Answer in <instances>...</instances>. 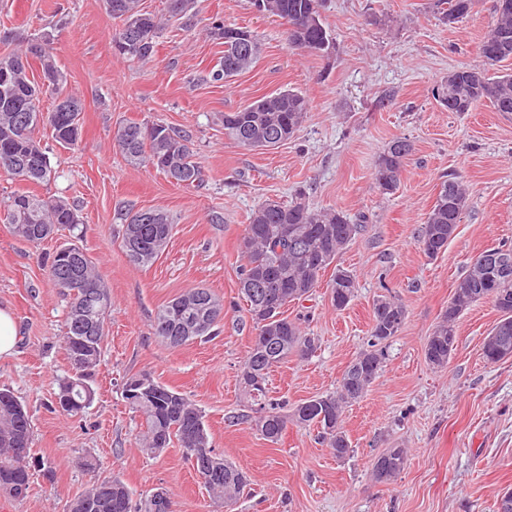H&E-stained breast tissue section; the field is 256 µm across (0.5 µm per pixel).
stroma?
I'll return each mask as SVG.
<instances>
[{
    "mask_svg": "<svg viewBox=\"0 0 512 512\" xmlns=\"http://www.w3.org/2000/svg\"><path fill=\"white\" fill-rule=\"evenodd\" d=\"M434 2L323 0L332 45L315 56L290 50L280 22L249 0H201L198 31L168 22L153 61L142 64L115 55L117 22L103 0H0V53L21 39L49 41L68 91L84 104L77 149L57 144L49 130L38 133L56 177L32 187L0 175V204L30 189L76 206L82 222L72 241L112 296L90 381L94 399L81 415L64 416L52 401L70 373L61 342L67 301L40 263L55 243L32 245L0 220V306L19 328L15 352L0 359V388L25 403L32 426L30 488L20 500L0 497V512H67L90 479L82 466L88 457L134 496L166 490L177 512H496L502 493L512 491V359L486 362L482 343L500 313L487 300L461 315L447 367L429 365L424 346L471 258L512 247V119L487 104L451 112L433 98L450 71L482 67L480 43L495 19V0H477L452 25ZM216 15L253 31L262 45L256 63L227 82L211 78L224 48L201 30ZM288 88L309 101L293 139L252 151L225 138L220 114ZM128 121L187 133L201 184L187 190L127 162L113 132ZM398 137L413 152L398 189L386 194L375 185L374 165ZM449 175L467 186L468 207L447 249L429 260L416 239ZM299 191L316 207L363 218V231L337 259L358 288L346 309L335 310L324 276L311 297L286 308L318 350L274 367L268 399L289 410L336 390L368 346L374 299L394 297L406 310L379 377L345 410L352 451L343 459L313 426H289L275 444L263 439L253 426L257 406L239 384L254 335L239 292V241L258 203L287 202ZM131 208L161 209L175 221L148 267L131 263L123 246ZM196 287L223 300L219 333L169 346L153 333L156 313ZM143 372L195 401L214 452L251 476L236 504L214 502L183 448L142 450L144 420L122 388ZM395 447L408 451L404 470L374 482V457Z\"/></svg>",
    "mask_w": 512,
    "mask_h": 512,
    "instance_id": "1",
    "label": "stroma"
}]
</instances>
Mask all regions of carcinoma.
Segmentation results:
<instances>
[{
	"instance_id": "carcinoma-1",
	"label": "carcinoma",
	"mask_w": 512,
	"mask_h": 512,
	"mask_svg": "<svg viewBox=\"0 0 512 512\" xmlns=\"http://www.w3.org/2000/svg\"><path fill=\"white\" fill-rule=\"evenodd\" d=\"M475 0H437L442 19L454 24L466 18ZM256 10L279 19L285 35L303 25L307 44L294 50L320 54L322 44L331 42L321 13L320 0H252ZM104 6L120 25L112 31L117 55L147 62L156 52L164 30L162 20L141 7V0H104ZM199 13V0H167V17L181 21L190 30ZM210 39L224 44L220 68L212 72L215 81L228 80L250 69L257 61L261 44L247 28L228 24L220 17L210 18L206 28ZM480 52L485 68L462 67L433 88L434 98L450 112H470L488 103L502 114L512 113V72L499 69V63L512 59V0H496V19L485 34ZM41 68L47 89L30 75V61ZM0 173L12 179L39 185L55 177L56 170L37 132L50 130L53 140L64 148L75 149L82 136L81 100L71 94L66 98L77 110L64 113L42 111L41 97L56 99L63 95L66 78L58 68L53 48L47 42H26L13 51L0 54ZM308 112V101L291 89L262 96L222 115L224 136L250 149L273 148L292 139ZM114 140L124 157L133 165L151 166L176 185L195 188L201 182V170L195 161L189 136L161 123L129 121L118 127ZM413 150L405 138L392 140L379 154L374 168L377 187L394 192L401 180L406 160ZM5 220L17 237L41 244L61 229H73L80 217L68 202L55 197H41L31 191L16 193L4 203ZM467 208V190L454 178L441 183L418 236L417 245L425 258L432 260L448 247ZM361 220L343 211L312 206L298 193L288 202L263 201L252 211L245 225L239 250L243 260L240 292L255 330L240 369V382L259 403L254 427L271 443H278L288 423L314 425L337 458L350 451L349 439L341 422L349 404L363 398L382 371L386 360L381 345L397 336L405 319V308L394 299L378 297L372 308L371 349L361 352L344 371L339 387L298 404L286 416L274 405L260 404L266 393L271 369L290 357L307 359L317 350L315 337L308 336L300 323L284 316L289 303L309 295L318 286L321 273L336 262L361 231ZM173 229L169 215L159 209H140L129 214L124 225L123 243L129 260L138 266L152 263L159 255ZM490 253L499 259L495 267L471 262L458 281L448 308L441 314L428 336L424 354L437 368L448 365L454 351L457 323L464 311L490 299L501 313L496 325L485 337L483 354L490 362L512 358V247H497ZM45 268L53 285L65 290L68 305L62 344L71 359L76 354L86 358L84 374L73 375L59 385L58 394L68 397L66 416L75 417L91 399L88 380L98 367L105 323L112 298L104 279L91 258L79 246L60 245L45 258ZM355 275L336 268L330 283L331 305L345 309L354 299ZM224 317V306L207 288H192L163 305L157 312L154 335L177 347L212 333ZM134 413L145 419L141 444L155 454L176 441L187 458L195 463L214 457L218 467L203 480L216 501L229 506L250 485V476L236 465L214 453L209 446L202 410L182 393L154 379L151 387L135 400L124 396ZM32 443L31 417L27 406L15 394L0 389V495L20 500L19 489H29V456ZM407 463L404 448H388L372 463V477L386 483L397 477ZM68 512H176L164 504L155 507L152 496L135 501L118 477L92 476L87 486L68 504Z\"/></svg>"
}]
</instances>
